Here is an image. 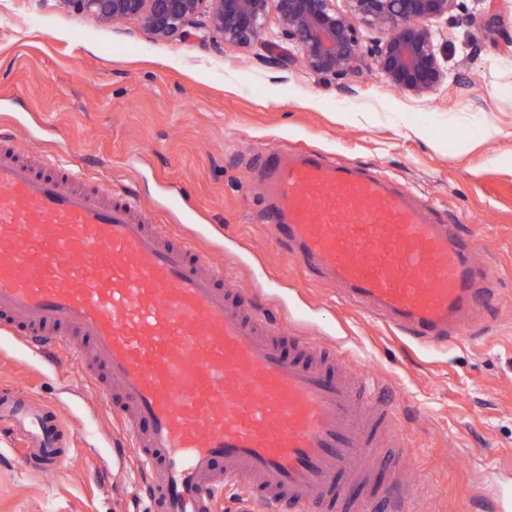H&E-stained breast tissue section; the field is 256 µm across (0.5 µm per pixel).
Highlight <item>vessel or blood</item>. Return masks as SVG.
<instances>
[{"label":"vessel or blood","instance_id":"1","mask_svg":"<svg viewBox=\"0 0 512 512\" xmlns=\"http://www.w3.org/2000/svg\"><path fill=\"white\" fill-rule=\"evenodd\" d=\"M19 160L0 138V330L62 351L84 384L121 412L145 466L148 512H217L225 485L288 512H403L378 482L398 410L338 349L282 330L191 239L129 194L88 184L59 160ZM254 176L272 238L314 279L340 284L401 333L465 337L493 301L457 225L410 203L380 171L312 150L270 151ZM35 466L57 471V412L0 393ZM512 512V482L485 496Z\"/></svg>","mask_w":512,"mask_h":512}]
</instances>
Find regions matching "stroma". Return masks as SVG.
<instances>
[{"label": "stroma", "instance_id": "1", "mask_svg": "<svg viewBox=\"0 0 512 512\" xmlns=\"http://www.w3.org/2000/svg\"><path fill=\"white\" fill-rule=\"evenodd\" d=\"M495 9L498 33L466 53L481 7L459 0L448 23L457 78L415 97L369 68L327 82L251 50L158 42L135 19L111 27L39 0H0V133L21 152L132 190L174 232L222 226L210 236L213 264L285 310L283 326L335 345L398 407L412 512H484L475 487L512 477V0ZM272 148L384 172L459 225L497 277L475 338L411 343L286 258L259 222L251 174ZM0 386L61 413L67 454L58 473H42L19 435L0 434V512H147L138 466L111 445L116 419L78 383L75 364L56 370L5 341Z\"/></svg>", "mask_w": 512, "mask_h": 512}]
</instances>
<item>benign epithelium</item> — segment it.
I'll use <instances>...</instances> for the list:
<instances>
[{"instance_id":"7a95c632","label":"benign epithelium","mask_w":512,"mask_h":512,"mask_svg":"<svg viewBox=\"0 0 512 512\" xmlns=\"http://www.w3.org/2000/svg\"><path fill=\"white\" fill-rule=\"evenodd\" d=\"M105 24L137 19L157 41L194 37L202 43L254 47L266 63L299 59L316 75L340 79L365 61L387 83L426 96L456 77L448 67V21L458 0H53ZM275 4L277 31L268 27ZM386 33L366 43L363 29ZM288 53L276 54L279 42Z\"/></svg>"}]
</instances>
